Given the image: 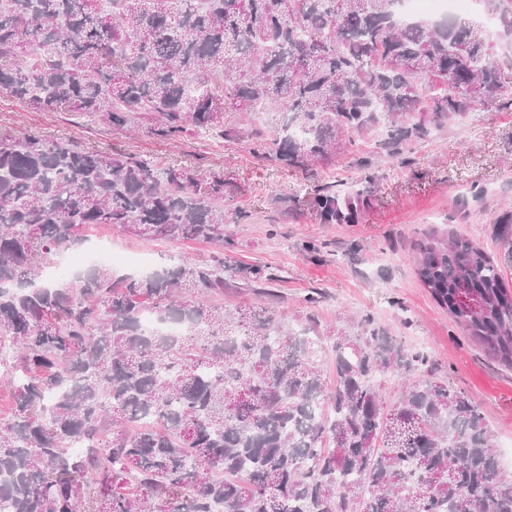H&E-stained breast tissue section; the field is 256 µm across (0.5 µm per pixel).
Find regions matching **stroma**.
<instances>
[{
  "mask_svg": "<svg viewBox=\"0 0 512 512\" xmlns=\"http://www.w3.org/2000/svg\"><path fill=\"white\" fill-rule=\"evenodd\" d=\"M230 137L188 130L179 140L98 122L80 112H36L0 94V135L35 134L86 150L140 154L160 164L184 163L203 178H224V246L199 240L148 241L95 224L82 249L109 241L113 250L144 254L155 264L188 254L209 261L223 253L231 285L224 307H266L293 327L314 326L330 336L348 321L371 318L406 349L427 353L429 368L464 390L493 430V448L512 445V367L493 358L438 306L415 274L419 244L429 235L458 234L503 264L494 218L512 204V97L481 98L472 110L425 136L388 139L380 128L357 137L329 165L285 168L253 152L255 135L272 137L274 113L241 127L224 114ZM350 195L351 224L321 223L311 205L317 190ZM276 275L273 296L244 287L251 269Z\"/></svg>",
  "mask_w": 512,
  "mask_h": 512,
  "instance_id": "obj_1",
  "label": "stroma"
}]
</instances>
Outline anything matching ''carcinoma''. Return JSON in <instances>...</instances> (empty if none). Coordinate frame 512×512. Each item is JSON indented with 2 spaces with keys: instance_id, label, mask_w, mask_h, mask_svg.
Returning <instances> with one entry per match:
<instances>
[{
  "instance_id": "cac0c4a2",
  "label": "carcinoma",
  "mask_w": 512,
  "mask_h": 512,
  "mask_svg": "<svg viewBox=\"0 0 512 512\" xmlns=\"http://www.w3.org/2000/svg\"><path fill=\"white\" fill-rule=\"evenodd\" d=\"M399 0H0V92L36 112H84L166 139L224 129L223 112L279 114L261 157L329 162L387 117L421 136L508 92L481 24H402ZM512 32V0H481ZM325 188V224L351 220ZM91 224L224 247V178L188 166L0 136V512H512L480 409L365 318L331 347L266 309L224 312L228 266L173 259L114 278L46 269ZM512 259V212L495 218ZM439 306L512 365V292L464 237L419 245ZM186 325L147 333L145 315ZM331 356L327 391L320 362ZM402 379L384 406L372 378ZM83 446L81 452L73 446Z\"/></svg>"
}]
</instances>
